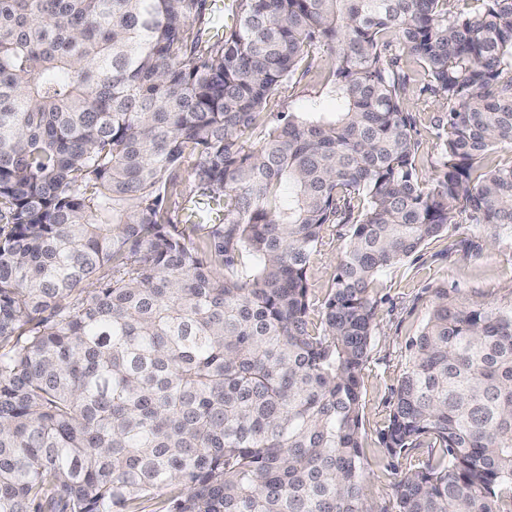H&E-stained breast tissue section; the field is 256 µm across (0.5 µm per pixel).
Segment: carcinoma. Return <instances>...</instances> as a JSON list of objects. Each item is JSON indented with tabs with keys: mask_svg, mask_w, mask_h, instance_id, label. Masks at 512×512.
<instances>
[{
	"mask_svg": "<svg viewBox=\"0 0 512 512\" xmlns=\"http://www.w3.org/2000/svg\"><path fill=\"white\" fill-rule=\"evenodd\" d=\"M451 2L0 0V512H372L376 275L457 214L512 237V0ZM317 46L340 111L264 126ZM412 349L381 444L430 452L383 512H512V311L442 288ZM409 82L405 92V106L412 112L415 121V137L420 142L417 176L420 185L427 189L434 183L437 161L440 156L437 119L448 111L445 99L423 93L428 78L424 70L415 63L404 67ZM347 230V226L330 227L324 233L322 244L310 258L307 281L311 293V318L314 321L318 319L322 301L335 282Z\"/></svg>",
	"mask_w": 512,
	"mask_h": 512,
	"instance_id": "1",
	"label": "carcinoma"
}]
</instances>
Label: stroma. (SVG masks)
<instances>
[{
  "label": "stroma",
  "mask_w": 512,
  "mask_h": 512,
  "mask_svg": "<svg viewBox=\"0 0 512 512\" xmlns=\"http://www.w3.org/2000/svg\"><path fill=\"white\" fill-rule=\"evenodd\" d=\"M336 66L334 51L315 49L309 63L296 77L271 95L266 116L277 122L281 113L303 112L319 103L326 112L339 103L330 91V75ZM409 76L405 106L415 121L420 143L417 176L423 188L434 183L440 156L438 119L447 112L446 100L424 93L428 78L415 63L406 64ZM346 233L330 227L312 254L307 269L311 312L319 314L332 288ZM447 289L449 304L458 308L494 307L512 310V238L495 236L483 224L464 221L449 225L441 238L431 240L409 258L380 271L375 279V333L363 374L362 422L366 464L364 497L376 507L388 504L397 479L380 452L378 432L383 428L397 388L410 360V343L426 322L438 289Z\"/></svg>",
  "instance_id": "1"
}]
</instances>
